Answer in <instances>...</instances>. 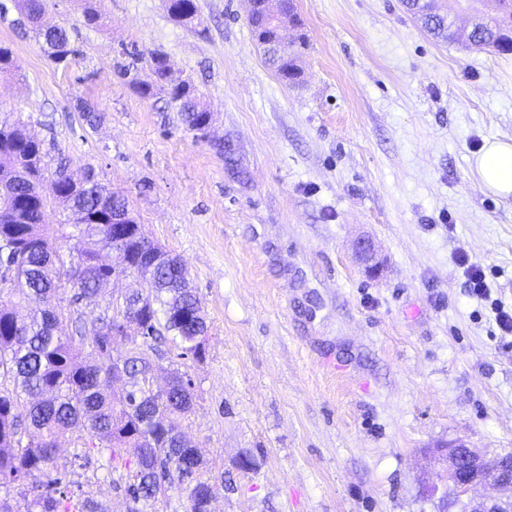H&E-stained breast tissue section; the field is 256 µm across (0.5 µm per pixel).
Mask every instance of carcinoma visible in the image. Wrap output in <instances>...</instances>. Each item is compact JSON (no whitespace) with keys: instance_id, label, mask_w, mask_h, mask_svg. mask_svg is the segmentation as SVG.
<instances>
[{"instance_id":"obj_1","label":"carcinoma","mask_w":512,"mask_h":512,"mask_svg":"<svg viewBox=\"0 0 512 512\" xmlns=\"http://www.w3.org/2000/svg\"><path fill=\"white\" fill-rule=\"evenodd\" d=\"M17 22L42 39L50 59L65 63L78 56L69 32L42 24L46 0H13ZM405 10L436 39L456 41L448 13L436 5L402 0ZM169 13L191 22L197 14L195 0H171ZM499 52L512 51V0H499ZM248 23L257 43L275 35V21L262 11H251ZM293 55L286 60L270 56L266 63L290 83L301 77L299 66L305 46L300 20H295ZM134 60H145L154 79L130 83L141 97L159 94L178 112L190 132L205 134L211 112L200 104L189 81L172 83L167 57L159 51ZM47 151L32 139L20 119L0 118V285L9 300L0 302V486L21 489L24 512H105L84 492H75L65 480L52 476L60 442L71 438L83 447L81 457H107L109 475L126 479L128 512H153L162 484L186 486L187 512H210L212 486L201 478L203 459L191 442L183 441L182 420L194 405L192 382L179 368L168 370L167 388L145 392L158 345L177 350V357L201 361L208 331L200 298L182 283L187 281L183 262L139 234V224L123 195L109 191L87 170L81 180L68 171L66 158L58 159L53 191L62 205V224L43 223L46 200L38 185ZM125 222L121 250L129 264L119 269L103 263L98 247L112 248V219ZM136 277L133 288L120 301H109L103 315L87 323L73 321L64 334L63 294L75 304L82 297H96L115 273ZM25 303L29 314L18 318L15 303ZM134 314L141 332L126 336L129 348L112 355L113 328L120 318ZM90 349L95 360L82 359ZM125 377L124 390L115 394L106 387L114 373ZM39 471L46 481L26 485Z\"/></svg>"}]
</instances>
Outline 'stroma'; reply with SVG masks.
I'll return each mask as SVG.
<instances>
[{
	"label": "stroma",
	"instance_id": "35a3bbf8",
	"mask_svg": "<svg viewBox=\"0 0 512 512\" xmlns=\"http://www.w3.org/2000/svg\"><path fill=\"white\" fill-rule=\"evenodd\" d=\"M48 0L44 22L81 54L52 62L0 16V110L93 167L148 241L184 261L209 332L202 361L168 352L195 397L183 432L214 486L212 512H458L440 447L512 453V198L482 191L486 141L512 140V54L433 39L400 0H295L307 48L288 84L259 54L246 0ZM163 51L212 120L187 131L119 72ZM104 113L89 127L79 106ZM231 143L225 160L217 143ZM372 242L380 271L357 259ZM483 267L471 297L459 254ZM251 453L256 470L235 464ZM55 469L127 512L99 462L62 442ZM436 487L427 497L425 487Z\"/></svg>",
	"mask_w": 512,
	"mask_h": 512
}]
</instances>
